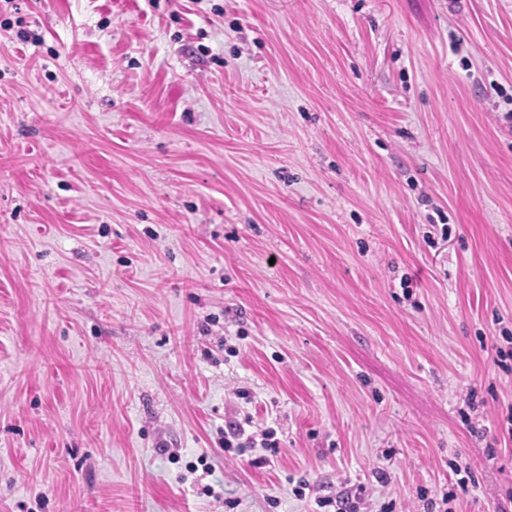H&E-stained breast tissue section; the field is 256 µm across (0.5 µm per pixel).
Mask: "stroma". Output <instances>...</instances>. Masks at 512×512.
I'll return each instance as SVG.
<instances>
[{
	"label": "stroma",
	"instance_id": "1",
	"mask_svg": "<svg viewBox=\"0 0 512 512\" xmlns=\"http://www.w3.org/2000/svg\"><path fill=\"white\" fill-rule=\"evenodd\" d=\"M506 331L512 0H0V512H512ZM245 433L241 425L231 426L228 431L224 430V438L221 440L224 455L239 460L248 467L263 468L269 465V457L279 452V441L275 438L276 432L272 428H265L250 433L245 441H240ZM318 508L334 507V512H360L359 499L351 492H339L336 498L319 497L315 499Z\"/></svg>",
	"mask_w": 512,
	"mask_h": 512
}]
</instances>
